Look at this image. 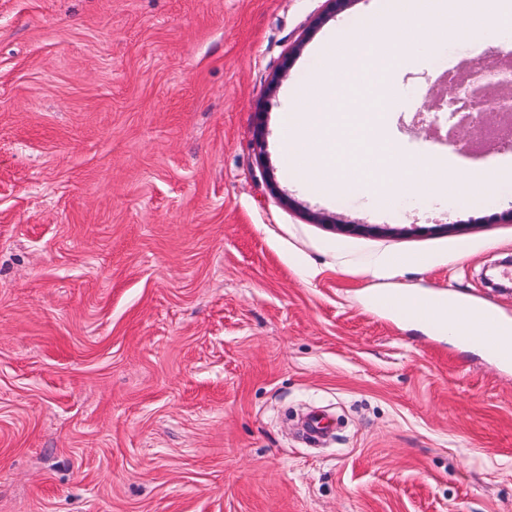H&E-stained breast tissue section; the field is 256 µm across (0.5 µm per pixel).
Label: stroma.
Segmentation results:
<instances>
[{"mask_svg":"<svg viewBox=\"0 0 512 512\" xmlns=\"http://www.w3.org/2000/svg\"><path fill=\"white\" fill-rule=\"evenodd\" d=\"M377 2L0 0V512H512V364L381 303L512 322L487 282L502 152L456 164L414 127L425 57L386 130L495 204L331 199L278 150L327 36ZM311 411L336 420L320 451Z\"/></svg>","mask_w":512,"mask_h":512,"instance_id":"obj_1","label":"stroma"}]
</instances>
